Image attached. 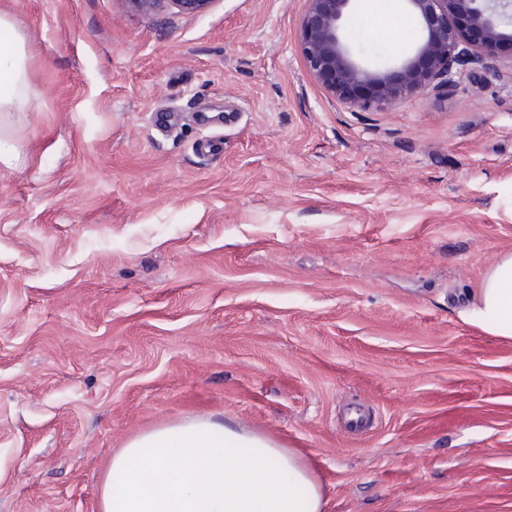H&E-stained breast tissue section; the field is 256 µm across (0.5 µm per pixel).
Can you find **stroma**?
I'll use <instances>...</instances> for the list:
<instances>
[{"mask_svg": "<svg viewBox=\"0 0 512 512\" xmlns=\"http://www.w3.org/2000/svg\"><path fill=\"white\" fill-rule=\"evenodd\" d=\"M306 8L0 0L39 104L0 166V512H98L115 452L197 416L326 512H512V339L466 318L512 252V68L352 109ZM130 7L143 13H151L172 4L179 12L199 15L209 10L213 0H127Z\"/></svg>", "mask_w": 512, "mask_h": 512, "instance_id": "1", "label": "stroma"}]
</instances>
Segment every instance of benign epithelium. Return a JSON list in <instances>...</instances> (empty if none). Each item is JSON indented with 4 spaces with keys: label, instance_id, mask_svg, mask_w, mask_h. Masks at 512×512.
Returning a JSON list of instances; mask_svg holds the SVG:
<instances>
[{
    "label": "benign epithelium",
    "instance_id": "benign-epithelium-1",
    "mask_svg": "<svg viewBox=\"0 0 512 512\" xmlns=\"http://www.w3.org/2000/svg\"><path fill=\"white\" fill-rule=\"evenodd\" d=\"M151 13L171 4L199 15L213 0H127ZM299 46L308 72L341 103L369 109L393 106L444 80L453 67H512V0H399L419 26L413 47L371 67L358 58L346 24L358 0H307Z\"/></svg>",
    "mask_w": 512,
    "mask_h": 512
}]
</instances>
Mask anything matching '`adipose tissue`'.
Listing matches in <instances>:
<instances>
[{
  "instance_id": "obj_1",
  "label": "adipose tissue",
  "mask_w": 512,
  "mask_h": 512,
  "mask_svg": "<svg viewBox=\"0 0 512 512\" xmlns=\"http://www.w3.org/2000/svg\"><path fill=\"white\" fill-rule=\"evenodd\" d=\"M27 38L0 11V164L21 155L13 128L35 93ZM470 322L512 338V254L486 272ZM313 470L269 440L207 417L160 427L116 452L100 485L99 512H325Z\"/></svg>"
}]
</instances>
